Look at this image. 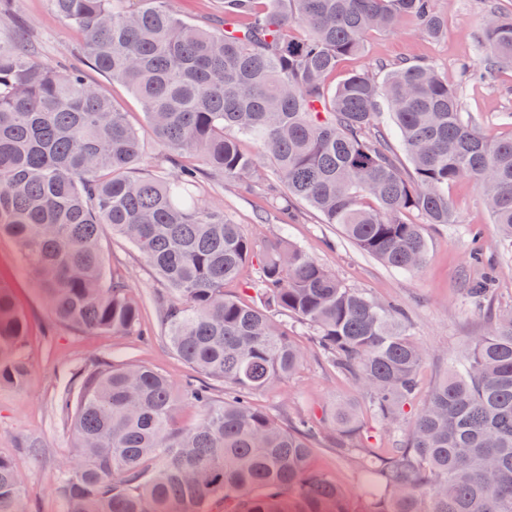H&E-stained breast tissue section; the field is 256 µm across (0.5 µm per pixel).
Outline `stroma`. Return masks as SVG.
Returning <instances> with one entry per match:
<instances>
[{
	"label": "stroma",
	"mask_w": 512,
	"mask_h": 512,
	"mask_svg": "<svg viewBox=\"0 0 512 512\" xmlns=\"http://www.w3.org/2000/svg\"><path fill=\"white\" fill-rule=\"evenodd\" d=\"M434 8L444 21L441 37H429L413 18H403L396 32L369 35L364 53L344 58L329 76V84H339L353 72L378 74L402 60L425 62L457 90L463 114L476 121L485 138H512V66H500L486 81L467 78L461 70L465 64L483 68L482 22L492 12L512 16V0H435ZM0 13L14 14L23 21L30 33V50L39 60L83 62L80 34L54 13L48 0H0ZM196 192L206 205L223 208L247 235L270 238L287 233L293 244L348 286L382 301L405 304L416 339L426 353L421 397H428L449 361L461 355L468 337L488 331L489 311L512 309V258L503 257L497 226L471 180L448 186L458 223L427 225L422 216L411 215V222L423 224L429 244L424 266L411 275L389 269L361 252L303 202H294L292 219H284L268 187L206 177ZM103 251L106 271L124 274L140 301L146 335L78 333L53 323L47 302L25 272L14 242L0 238V278L11 285L30 326L28 384L21 390L0 387V454L13 457L27 475L30 512H63L61 499L49 487L58 467L74 453L69 430L54 404L65 371L105 359H130L161 371L178 389L201 377L169 348L160 331L157 299L166 294L165 284L122 237L105 234ZM487 271L493 275V293L478 305L463 295L464 280L480 278ZM289 331L306 347V361L287 382L256 394L258 405L283 421L299 413L323 420L336 403L353 402L373 431L376 447H390L391 437L374 422L360 390L326 365L312 345L310 330L296 324ZM32 441L39 442V450L29 449Z\"/></svg>",
	"instance_id": "1"
}]
</instances>
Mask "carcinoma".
I'll use <instances>...</instances> for the list:
<instances>
[{"label":"carcinoma","instance_id":"carcinoma-1","mask_svg":"<svg viewBox=\"0 0 512 512\" xmlns=\"http://www.w3.org/2000/svg\"><path fill=\"white\" fill-rule=\"evenodd\" d=\"M78 30L91 66L137 99L172 155H193L226 181L259 178L255 140L288 197L386 267L426 261L422 225L457 224L448 184L481 188L512 247V138L488 141L459 95L430 64L402 62L326 79L366 37L415 16L432 37V0H224V22L180 19L170 0H49ZM299 27L302 36L290 35ZM0 236L10 237L53 320L82 332L127 335L141 305L119 274L107 277L103 228L127 239L164 281L160 325L174 353L224 382L177 396L161 372L134 362L78 367L56 398L75 455L52 492L64 512H349L350 492L313 471L324 441L357 475L363 512H512V310L485 336L467 337L414 413L424 354L405 308L347 286L285 238L257 246L224 210L199 203V171L174 159L165 177L136 171L140 132L98 84L31 56L15 16L0 19ZM484 74L512 64V17H487ZM396 128L410 167L399 161ZM247 302L227 293L255 254ZM308 327L328 365L364 393L382 425L411 417L391 448H377L349 402L332 428L298 414L283 424L251 394L292 377L305 360L286 320ZM29 327L0 280V386L28 379ZM181 401L203 408L174 425ZM27 478L0 455V512H28Z\"/></svg>","mask_w":512,"mask_h":512}]
</instances>
